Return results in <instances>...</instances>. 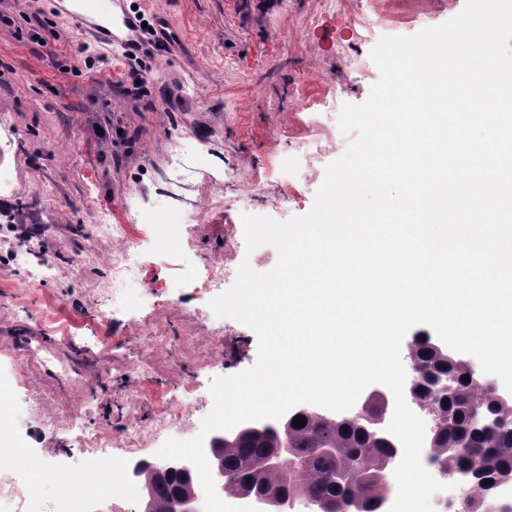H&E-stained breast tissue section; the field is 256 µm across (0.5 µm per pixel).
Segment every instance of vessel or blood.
<instances>
[{
	"mask_svg": "<svg viewBox=\"0 0 512 512\" xmlns=\"http://www.w3.org/2000/svg\"><path fill=\"white\" fill-rule=\"evenodd\" d=\"M58 6L80 36L112 53L116 65H126L153 49L127 0H58Z\"/></svg>",
	"mask_w": 512,
	"mask_h": 512,
	"instance_id": "obj_1",
	"label": "vessel or blood"
}]
</instances>
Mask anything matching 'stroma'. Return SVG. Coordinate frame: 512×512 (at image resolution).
I'll return each instance as SVG.
<instances>
[{"label":"stroma","mask_w":512,"mask_h":512,"mask_svg":"<svg viewBox=\"0 0 512 512\" xmlns=\"http://www.w3.org/2000/svg\"><path fill=\"white\" fill-rule=\"evenodd\" d=\"M390 35L410 36L461 12L466 0H392ZM146 19L162 18L177 56L153 54L136 71L145 97L124 95L129 71L115 70L92 43L80 42L52 0H0V346L39 350L41 366L26 371L27 387L0 385V414L28 436L13 452L11 473L26 480L30 455L60 480L85 476L83 434L126 422L152 425L162 401L194 403V425L211 411L210 382L252 366L258 344L236 319L217 317L195 292L212 262L249 261L270 271L269 245L247 251L237 196L249 212L286 221L310 211L326 166L339 151L321 140L336 135L338 115L320 102L340 91L341 103L365 102L378 82L348 72L313 43L303 19L318 0H134ZM309 99L300 110L299 95ZM192 137L195 155L172 145ZM180 179L182 201L218 195L223 205L183 218L180 243L155 240L154 203ZM136 194L143 219L133 245L141 255L140 293L101 313L104 264L87 252L110 254L99 238L100 213L124 216ZM29 255L28 263L15 259ZM51 263L53 276L25 314L12 312L10 287L23 286L30 266ZM37 400L33 418L27 399Z\"/></svg>","instance_id":"obj_1"}]
</instances>
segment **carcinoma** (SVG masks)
<instances>
[{"label": "carcinoma", "instance_id": "cac0c4a2", "mask_svg": "<svg viewBox=\"0 0 512 512\" xmlns=\"http://www.w3.org/2000/svg\"><path fill=\"white\" fill-rule=\"evenodd\" d=\"M413 363L417 370V397L434 419L432 463L451 479L466 483L465 503L460 512H481L484 499L491 494L489 483L512 482V399L498 389L474 380L463 362L441 340L432 336L416 339ZM451 376L455 393L434 396L438 378ZM305 425L288 428L277 425L260 433L240 437L224 448V473L231 480L230 493H257L275 498L318 499L328 512H350L357 502V512H374L377 501L388 487L384 478L399 451L397 438L375 431L368 420L353 416L328 419L315 407L294 412ZM494 417L498 425L490 429L484 419ZM305 460V468L296 475L288 465L263 467L261 462L279 447L283 439ZM320 448H333L335 454L323 455ZM348 469L349 479L342 481L338 472ZM138 477L150 489L154 512L172 496L191 491L199 484L196 473L186 480L179 474L159 480L140 468Z\"/></svg>", "mask_w": 512, "mask_h": 512}]
</instances>
